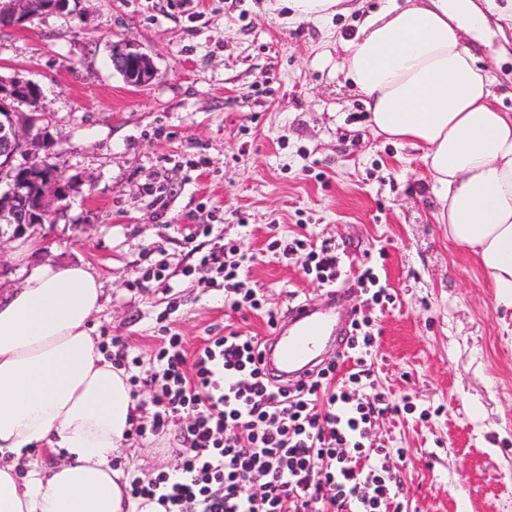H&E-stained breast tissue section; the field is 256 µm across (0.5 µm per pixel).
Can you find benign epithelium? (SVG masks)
<instances>
[{"label": "benign epithelium", "mask_w": 512, "mask_h": 512, "mask_svg": "<svg viewBox=\"0 0 512 512\" xmlns=\"http://www.w3.org/2000/svg\"><path fill=\"white\" fill-rule=\"evenodd\" d=\"M31 9L30 0H0V14L9 17L13 27L33 18ZM112 70L136 87L156 76L151 57L129 40L112 44ZM39 97L34 83L0 78V249L54 217L68 196L64 177L55 166L23 159L25 145L44 140L48 127L47 113L36 106ZM23 105L29 110H21ZM30 180L40 185L32 197L24 192Z\"/></svg>", "instance_id": "benign-epithelium-1"}]
</instances>
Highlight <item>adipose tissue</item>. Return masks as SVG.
Masks as SVG:
<instances>
[{
    "instance_id": "adipose-tissue-1",
    "label": "adipose tissue",
    "mask_w": 512,
    "mask_h": 512,
    "mask_svg": "<svg viewBox=\"0 0 512 512\" xmlns=\"http://www.w3.org/2000/svg\"><path fill=\"white\" fill-rule=\"evenodd\" d=\"M490 10L512 21V0H388L346 43L343 67L376 133L423 149L449 240L473 251L512 308V113L463 45ZM102 294L89 264H43L0 300V512H163L136 506L110 464L135 403L90 334ZM37 449L62 463L18 476Z\"/></svg>"
}]
</instances>
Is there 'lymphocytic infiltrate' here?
Segmentation results:
<instances>
[{
	"instance_id": "lymphocytic-infiltrate-1",
	"label": "lymphocytic infiltrate",
	"mask_w": 512,
	"mask_h": 512,
	"mask_svg": "<svg viewBox=\"0 0 512 512\" xmlns=\"http://www.w3.org/2000/svg\"><path fill=\"white\" fill-rule=\"evenodd\" d=\"M268 251L301 258L306 274L333 288L344 273L340 247L306 234L273 239ZM248 258L232 242L200 253L198 264L221 278L224 298L275 325L248 275ZM377 339L371 313L356 309L351 334L334 360L291 384L267 374L264 343L234 329L215 331L195 350L178 334L163 337L156 368L128 379L132 390L149 388L153 412L137 437L178 431L175 471L133 479L132 498L164 512H389L400 482L388 449L375 446L379 416L399 412L373 387L366 358Z\"/></svg>"
}]
</instances>
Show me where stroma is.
<instances>
[{"instance_id": "1", "label": "stroma", "mask_w": 512, "mask_h": 512, "mask_svg": "<svg viewBox=\"0 0 512 512\" xmlns=\"http://www.w3.org/2000/svg\"><path fill=\"white\" fill-rule=\"evenodd\" d=\"M384 4L294 22L286 0H70L71 14L0 30V76L39 86L47 160L70 184L53 224L33 233L46 250L21 262L0 249L12 268L0 285L19 287L43 263L90 264L105 291L98 346L109 357L122 339L144 377L161 326L191 350L227 324L268 333L197 269L186 241L196 225L213 227L201 249L239 241L266 307L282 312L289 292L318 304L325 290L299 261L273 256L271 237L304 228L335 240L352 278L382 259L393 302L377 314L367 362L377 391L412 404L374 427L378 443L405 451L391 460L405 512H512V308L497 306L476 257L437 222L421 150L374 133L342 66V42ZM488 25L467 47L512 113V24L492 14ZM121 40L151 56L150 84L113 72ZM155 191L169 197L166 214ZM158 266L165 281L146 280ZM173 442L131 437L114 462L131 478L173 470Z\"/></svg>"}]
</instances>
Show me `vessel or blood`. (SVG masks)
<instances>
[{
	"label": "vessel or blood",
	"mask_w": 512,
	"mask_h": 512,
	"mask_svg": "<svg viewBox=\"0 0 512 512\" xmlns=\"http://www.w3.org/2000/svg\"><path fill=\"white\" fill-rule=\"evenodd\" d=\"M350 329V320L337 318L334 308L307 301L291 306L284 326L275 327L266 341L265 367L284 381L300 378Z\"/></svg>",
	"instance_id": "b4317fda"
}]
</instances>
